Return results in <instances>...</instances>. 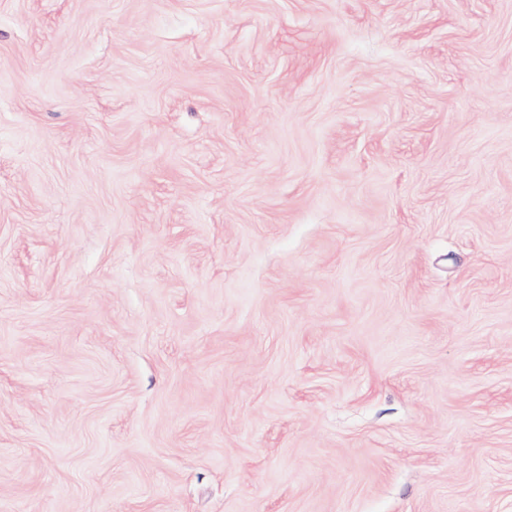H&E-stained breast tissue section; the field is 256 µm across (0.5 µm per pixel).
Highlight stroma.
<instances>
[{
	"label": "stroma",
	"mask_w": 512,
	"mask_h": 512,
	"mask_svg": "<svg viewBox=\"0 0 512 512\" xmlns=\"http://www.w3.org/2000/svg\"><path fill=\"white\" fill-rule=\"evenodd\" d=\"M0 512H512V0H0Z\"/></svg>",
	"instance_id": "35a3bbf8"
}]
</instances>
